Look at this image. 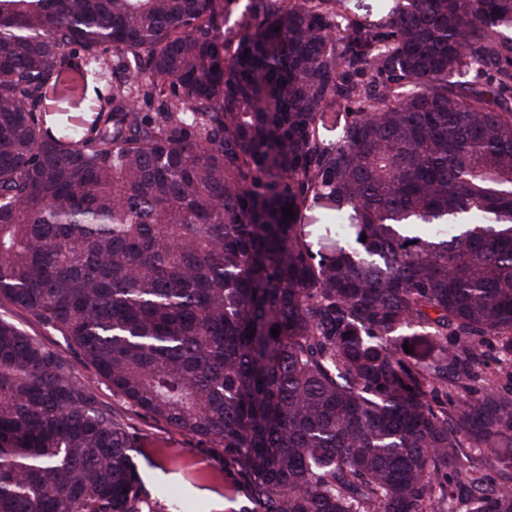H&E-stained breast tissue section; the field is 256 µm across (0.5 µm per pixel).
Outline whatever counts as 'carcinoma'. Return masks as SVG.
<instances>
[{"instance_id": "obj_1", "label": "carcinoma", "mask_w": 512, "mask_h": 512, "mask_svg": "<svg viewBox=\"0 0 512 512\" xmlns=\"http://www.w3.org/2000/svg\"><path fill=\"white\" fill-rule=\"evenodd\" d=\"M232 2L0 0V301L243 512H512V0ZM136 439L0 316V512H142ZM4 312L16 323L22 325L30 334L33 336H40L48 344L56 347L57 349L63 351L66 355L70 356L78 374L82 375L83 377L95 378V372L92 366L86 360H84L82 356L70 350L62 336H58L54 332L46 331L39 325L29 321L27 315L19 309L5 305L3 308H0V314H3ZM98 394L102 403L114 414L131 415L141 433L148 435L151 439L165 440L168 448H177L175 459L166 460V466L171 473L163 475L158 470L160 476L157 479L166 485V489L172 495L179 496L188 490L190 493V499L187 500L188 505H191L192 499H203L208 501L211 512H239V509L247 504L242 484L233 469H225L223 478L207 479L199 477L193 469L190 470L180 463L184 460L204 457L212 463L213 467L219 466L220 449L210 448L208 444L188 434L175 432L161 421L133 414L128 404L119 397L112 396V389L103 382L98 385ZM191 488L213 492L221 500H224V509H217L212 500L195 495L191 492Z\"/></svg>"}]
</instances>
